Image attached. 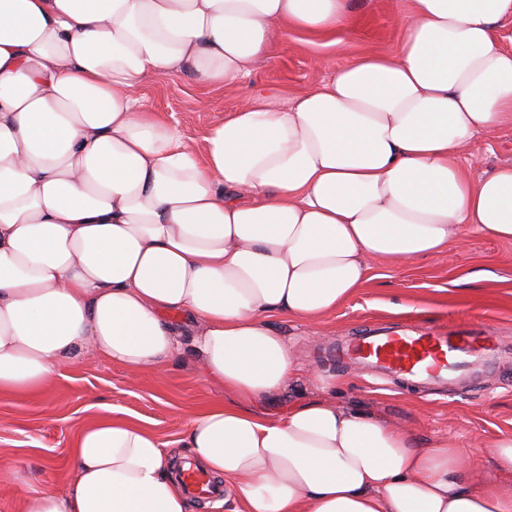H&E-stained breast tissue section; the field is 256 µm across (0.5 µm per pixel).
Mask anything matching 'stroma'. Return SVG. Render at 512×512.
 Returning a JSON list of instances; mask_svg holds the SVG:
<instances>
[{
  "label": "stroma",
  "mask_w": 512,
  "mask_h": 512,
  "mask_svg": "<svg viewBox=\"0 0 512 512\" xmlns=\"http://www.w3.org/2000/svg\"><path fill=\"white\" fill-rule=\"evenodd\" d=\"M407 5L408 0H351V37L293 32L273 49L270 64L235 86L205 89L191 74L181 73L144 84L137 94L200 150L210 128L229 117L254 88L282 95L303 91L320 74L321 64L394 48L397 34L388 18ZM461 162L476 177L512 165V130L478 134L462 151ZM374 272L375 279L320 326L273 319L300 362L317 365L320 376L294 377L284 391L257 402L256 410L281 413L297 403L328 398L406 422L423 440L474 449L475 469L496 471L488 444L512 436V242L475 234L455 263L425 257L402 267L379 265ZM402 322L431 328L474 322L490 328L508 351L467 391L437 395L372 380L360 365H339L328 357L343 337ZM167 366L165 381L149 372L132 379L121 365L84 353L68 361L61 377L40 394L26 399L0 395V468L20 465L33 478H51L55 489L64 490L77 434L110 408L147 419L166 440L179 439L187 417L223 399L224 389L199 378L188 353L175 355Z\"/></svg>",
  "instance_id": "1"
}]
</instances>
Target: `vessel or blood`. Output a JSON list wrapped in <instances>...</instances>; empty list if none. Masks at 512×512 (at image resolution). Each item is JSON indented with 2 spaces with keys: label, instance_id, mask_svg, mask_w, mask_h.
<instances>
[{
  "label": "vessel or blood",
  "instance_id": "b4317fda",
  "mask_svg": "<svg viewBox=\"0 0 512 512\" xmlns=\"http://www.w3.org/2000/svg\"><path fill=\"white\" fill-rule=\"evenodd\" d=\"M501 344L480 325L443 331L418 328L377 329L355 337L336 351L337 358L362 363L369 372L432 389H467L472 375L494 361ZM188 493L209 498L217 489L209 476L186 471Z\"/></svg>",
  "mask_w": 512,
  "mask_h": 512
}]
</instances>
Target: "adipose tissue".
<instances>
[{
    "instance_id": "obj_1",
    "label": "adipose tissue",
    "mask_w": 512,
    "mask_h": 512,
    "mask_svg": "<svg viewBox=\"0 0 512 512\" xmlns=\"http://www.w3.org/2000/svg\"><path fill=\"white\" fill-rule=\"evenodd\" d=\"M392 23L393 51L250 96L199 152L137 87L238 84L290 32L349 35V0H0V394L82 350L162 381L186 348L234 396L188 418L186 461L240 512H512L469 449L330 400L253 408L302 369L272 319L321 323L378 263L512 242V165L457 158L512 130V0H409ZM168 446L102 417L64 491L10 470L18 512H188Z\"/></svg>"
}]
</instances>
